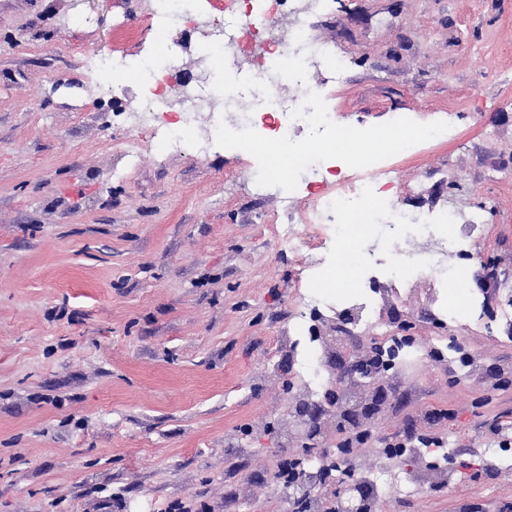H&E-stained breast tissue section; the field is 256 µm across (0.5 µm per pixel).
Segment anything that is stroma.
<instances>
[{
    "instance_id": "35a3bbf8",
    "label": "stroma",
    "mask_w": 512,
    "mask_h": 512,
    "mask_svg": "<svg viewBox=\"0 0 512 512\" xmlns=\"http://www.w3.org/2000/svg\"><path fill=\"white\" fill-rule=\"evenodd\" d=\"M194 5L195 26L160 33L155 0H0V512H288L280 471L299 450L309 351L295 329L334 245H281L286 192L255 180L262 154L225 145L211 113L196 121L203 151L167 150L140 79L114 90L96 70L169 49L170 97L191 81L228 129L261 110L254 70L286 19L222 65L238 15ZM306 38L348 58L343 85L304 76L331 123H450L447 140L394 158L392 192L462 224L483 214L478 250L512 259V177L485 179L512 174V0H323ZM458 301H435L423 278L378 306L412 315L415 352L387 373L390 403L355 461L418 436L411 470L442 448L456 470L431 492L399 483L387 512H512V481L480 459L512 430V386L490 382L512 375V338L500 304L437 328Z\"/></svg>"
}]
</instances>
